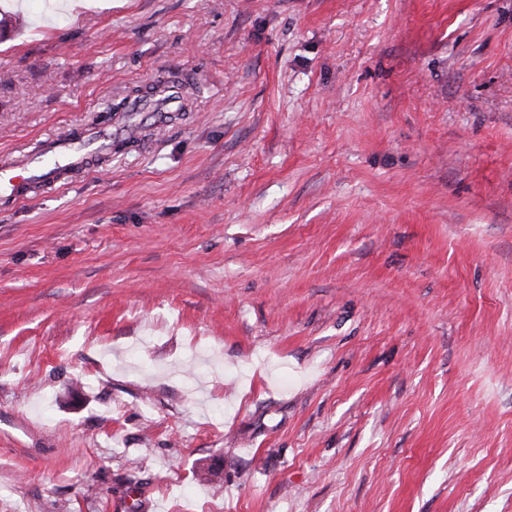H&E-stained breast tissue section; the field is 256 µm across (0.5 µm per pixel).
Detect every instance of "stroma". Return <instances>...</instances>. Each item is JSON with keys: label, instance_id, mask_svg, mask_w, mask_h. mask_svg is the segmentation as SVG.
<instances>
[{"label": "stroma", "instance_id": "obj_1", "mask_svg": "<svg viewBox=\"0 0 512 512\" xmlns=\"http://www.w3.org/2000/svg\"><path fill=\"white\" fill-rule=\"evenodd\" d=\"M102 130L0 196V512H512V0H0V165ZM95 141L94 138H87L81 141L51 144L46 156L42 158L39 167L34 172L27 168L2 169L0 171V194L17 200L23 196L22 188L35 181L49 185L56 184L59 181L62 168L87 165L88 156L94 151L89 148Z\"/></svg>", "mask_w": 512, "mask_h": 512}]
</instances>
